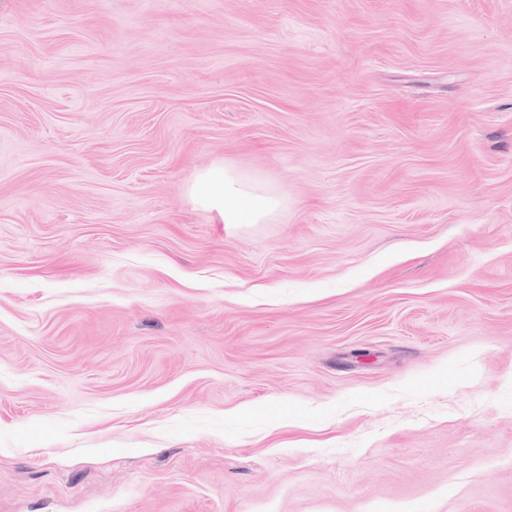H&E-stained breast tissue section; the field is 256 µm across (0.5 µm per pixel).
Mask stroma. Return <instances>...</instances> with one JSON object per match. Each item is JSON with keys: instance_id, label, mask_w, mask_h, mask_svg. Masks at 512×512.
Here are the masks:
<instances>
[{"instance_id": "1", "label": "stroma", "mask_w": 512, "mask_h": 512, "mask_svg": "<svg viewBox=\"0 0 512 512\" xmlns=\"http://www.w3.org/2000/svg\"><path fill=\"white\" fill-rule=\"evenodd\" d=\"M0 512H512V0H0ZM189 192L201 209L215 213L228 230L242 224H266L286 206L285 200L260 179L229 167L201 172Z\"/></svg>"}]
</instances>
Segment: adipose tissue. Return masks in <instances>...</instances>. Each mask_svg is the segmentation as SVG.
Instances as JSON below:
<instances>
[{
    "label": "adipose tissue",
    "instance_id": "adipose-tissue-1",
    "mask_svg": "<svg viewBox=\"0 0 512 512\" xmlns=\"http://www.w3.org/2000/svg\"><path fill=\"white\" fill-rule=\"evenodd\" d=\"M190 195L201 209L215 213L228 230L267 223L286 206L284 199L260 179L229 167L201 172Z\"/></svg>",
    "mask_w": 512,
    "mask_h": 512
}]
</instances>
